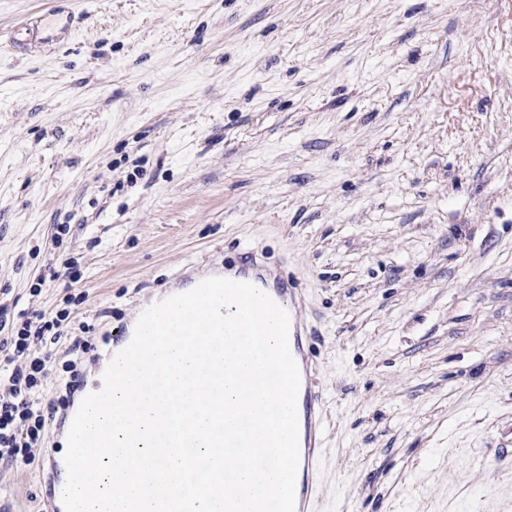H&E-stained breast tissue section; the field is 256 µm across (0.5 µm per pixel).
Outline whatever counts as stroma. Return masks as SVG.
<instances>
[{"mask_svg": "<svg viewBox=\"0 0 512 512\" xmlns=\"http://www.w3.org/2000/svg\"><path fill=\"white\" fill-rule=\"evenodd\" d=\"M245 245L299 283L313 512H512V0H0V304L79 295L99 353ZM52 40V30L50 28L42 29L40 25L33 30L21 28L17 31L15 36L12 37V43L19 51L27 50L32 42L49 43Z\"/></svg>", "mask_w": 512, "mask_h": 512, "instance_id": "35a3bbf8", "label": "stroma"}]
</instances>
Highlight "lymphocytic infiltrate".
<instances>
[{
  "label": "lymphocytic infiltrate",
  "mask_w": 512,
  "mask_h": 512,
  "mask_svg": "<svg viewBox=\"0 0 512 512\" xmlns=\"http://www.w3.org/2000/svg\"><path fill=\"white\" fill-rule=\"evenodd\" d=\"M71 311L63 306L51 311L24 309L12 321L0 320V461L14 463L28 458L41 439L45 425L39 396L47 383L46 362L62 337H69L68 379L58 389L53 412H64L79 381V371L88 343L83 335L88 324H80L79 336L69 334Z\"/></svg>",
  "instance_id": "obj_1"
}]
</instances>
